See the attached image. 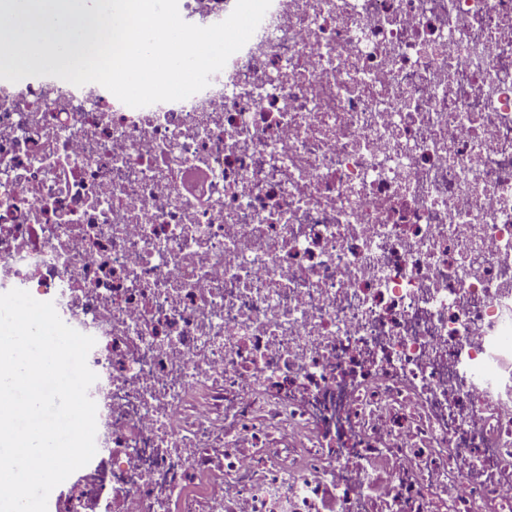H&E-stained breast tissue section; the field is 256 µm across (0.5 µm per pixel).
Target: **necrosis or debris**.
<instances>
[{
  "mask_svg": "<svg viewBox=\"0 0 512 512\" xmlns=\"http://www.w3.org/2000/svg\"><path fill=\"white\" fill-rule=\"evenodd\" d=\"M14 288L96 340L48 512H512V0H271L141 108L0 81Z\"/></svg>",
  "mask_w": 512,
  "mask_h": 512,
  "instance_id": "obj_1",
  "label": "necrosis or debris"
}]
</instances>
